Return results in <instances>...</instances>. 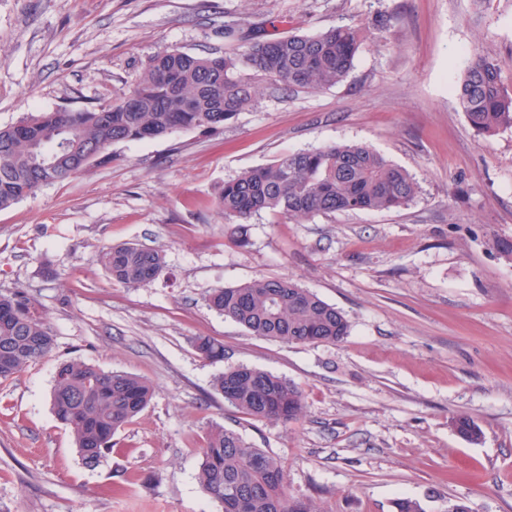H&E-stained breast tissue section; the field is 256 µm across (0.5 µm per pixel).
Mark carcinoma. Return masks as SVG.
<instances>
[{"label": "carcinoma", "instance_id": "carcinoma-1", "mask_svg": "<svg viewBox=\"0 0 512 512\" xmlns=\"http://www.w3.org/2000/svg\"><path fill=\"white\" fill-rule=\"evenodd\" d=\"M364 40L363 29L351 25L269 38L250 25H238L224 28L227 49L222 53H158L114 102L61 107L1 127L0 210L84 172L108 158L115 143L178 130L219 132L260 96L258 86L242 77V66L259 73L272 92L333 87L352 71ZM502 69L499 58L474 49L452 86L469 125L483 137L512 129V86L503 83ZM419 194L415 177L372 147L335 143L288 152L243 172L224 183L217 207L227 220L272 212L299 222L320 214L399 211ZM102 259L112 280L128 287L150 284L165 267L162 250L138 244L113 246ZM206 303L268 339L334 345L350 333L340 310L289 277L217 288ZM193 346L206 360L224 359V344L209 336L196 337ZM53 347V335L24 293L1 294L0 381L14 378ZM213 388L229 407L258 422L286 423L303 410L298 384L256 367L230 366L214 378ZM153 393L142 377L66 360L53 375L51 407L69 429L82 462L94 467L112 451V436L145 410ZM451 424L466 441L482 438L481 428L466 414L455 415ZM197 481L221 512H321L311 502L288 498L279 457L218 423L209 426L200 448Z\"/></svg>", "mask_w": 512, "mask_h": 512}]
</instances>
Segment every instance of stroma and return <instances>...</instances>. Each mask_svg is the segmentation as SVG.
<instances>
[{"instance_id": "35a3bbf8", "label": "stroma", "mask_w": 512, "mask_h": 512, "mask_svg": "<svg viewBox=\"0 0 512 512\" xmlns=\"http://www.w3.org/2000/svg\"><path fill=\"white\" fill-rule=\"evenodd\" d=\"M243 21L368 38L341 84L263 94L215 134L113 144L0 210V294L24 291L54 337L0 383V512H221L196 479L213 421L280 457L289 498L322 512H394L402 497L423 512H512V130L476 136L450 93L478 47L512 84V0H0V127L115 99L154 54L223 50L225 25ZM334 143L373 147L420 195L298 223L218 212L225 181ZM126 242L162 249L151 284L113 282L102 254ZM259 277L296 279L345 314L349 336L269 340L207 306L212 289ZM198 336L221 341L223 361L201 358ZM73 359L155 387L93 468L51 409L55 368ZM242 364L297 383L302 413H235L211 381ZM458 413L479 443L455 433ZM451 424L456 433L464 440L477 443L482 438V430L476 422L468 415L460 413L455 415Z\"/></svg>"}]
</instances>
